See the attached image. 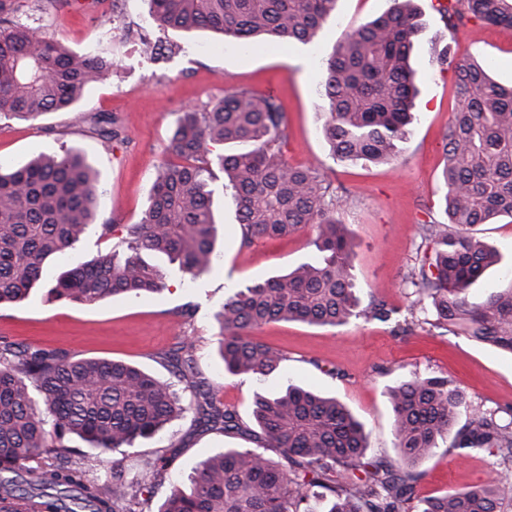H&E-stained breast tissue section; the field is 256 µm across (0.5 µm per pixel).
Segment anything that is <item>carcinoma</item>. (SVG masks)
Segmentation results:
<instances>
[{
  "mask_svg": "<svg viewBox=\"0 0 512 512\" xmlns=\"http://www.w3.org/2000/svg\"><path fill=\"white\" fill-rule=\"evenodd\" d=\"M163 29L212 30L249 49L314 41L336 17L337 0H149ZM437 11L452 25L471 18L512 28V0H447ZM420 31L414 0H393L322 60L328 103L323 134L331 154L392 163L409 133L417 94L410 55ZM114 66L97 53L63 48L40 28L0 17V121L34 122L75 108ZM456 109L444 136L446 221L419 228L431 262L412 275L414 299L404 330L423 322L512 354V287L470 288L496 262L475 228L512 219V85L489 76V64L455 63ZM286 113L272 95L229 92L179 116L144 218L127 227V252L79 261L46 283L56 256L74 252L92 224L97 187L86 156L73 148L23 166L0 165V304L21 302L49 285L57 300L93 304L165 288L168 264L195 279L215 251L214 169L232 190L245 245L313 231L317 256L290 272L247 284L224 299L217 319L224 372L258 380L286 357L252 332L277 321L336 328L363 317L386 322L395 310L360 307L354 251L336 220V191L312 166L282 155ZM213 144L239 150L213 154ZM432 313L419 320L416 313ZM193 344L168 359L196 395L200 426L243 430L238 413L214 389L193 381ZM37 388L43 405L33 399ZM400 464L364 462L362 426L335 397L296 384L258 391L251 417L263 434L255 448H225L200 461L186 485H172L157 512H500L498 488L512 477V420L475 407L446 377L415 375L387 387ZM184 412L174 384L121 361L78 359L0 336V512H139L143 483L114 459ZM448 454L493 457L486 485L419 499L415 468L435 456L461 414ZM78 435L88 451L68 448ZM278 450L280 459L266 454ZM109 467L105 480L89 477Z\"/></svg>",
  "mask_w": 512,
  "mask_h": 512,
  "instance_id": "1",
  "label": "carcinoma"
}]
</instances>
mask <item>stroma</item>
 Segmentation results:
<instances>
[{
	"label": "stroma",
	"mask_w": 512,
	"mask_h": 512,
	"mask_svg": "<svg viewBox=\"0 0 512 512\" xmlns=\"http://www.w3.org/2000/svg\"><path fill=\"white\" fill-rule=\"evenodd\" d=\"M436 0H415L421 31L413 66L419 95L410 133L393 164L333 158L322 135L327 105L318 89L321 59L359 26L382 15L391 0H338L336 17L314 45L295 43L245 50L209 30L158 33L146 27L149 0H5L14 16L42 27L67 49L82 53L101 47L116 71L92 87L69 112H54L29 123H0V162L18 167L32 157L81 150L97 176L96 217L74 254L47 270L55 277L72 260H89L125 247L127 225L139 223L176 121L185 109L204 107L225 93L248 89L278 98L286 114L284 158L293 165L313 164L331 181L339 198L337 216L354 246L353 274L362 303L383 302L406 310L409 278L427 247L418 227L443 220L442 136L453 117L456 74L453 61H492L491 77L512 85V28L472 20L445 28ZM163 37L177 54L154 61L141 51L142 36ZM451 63L439 64L443 46ZM112 117L118 139L104 141L90 119ZM219 222L211 272L190 278L165 266V289L156 295L110 297L94 304L58 301L46 293L21 303L0 305V336L65 352L75 358L120 360L164 381L175 375L166 355L181 339L193 343L194 376L217 388L218 399L235 409L241 433L204 430L195 422L193 396L181 389L184 415L149 439L137 440L121 464L129 476L146 473L145 464L173 456L168 471L142 497V512H157L170 484L185 482L196 464L223 448L254 447L260 430L250 417L255 391L288 382L338 397L363 424L369 461L398 463L388 385L413 375H443L473 404L512 419V355L466 336L424 324L404 335L392 325L364 318L331 328L281 321L258 330L260 340L281 350L286 360L265 381L224 371L218 352L216 314L233 290L282 273L311 259L313 234L257 240L242 246L231 189L223 177L213 182ZM477 235L499 255L473 295L485 288L512 286V222L482 224ZM417 493L439 495L480 486L492 479L488 458L474 454L451 459L445 449L420 465Z\"/></svg>",
	"instance_id": "35a3bbf8"
}]
</instances>
